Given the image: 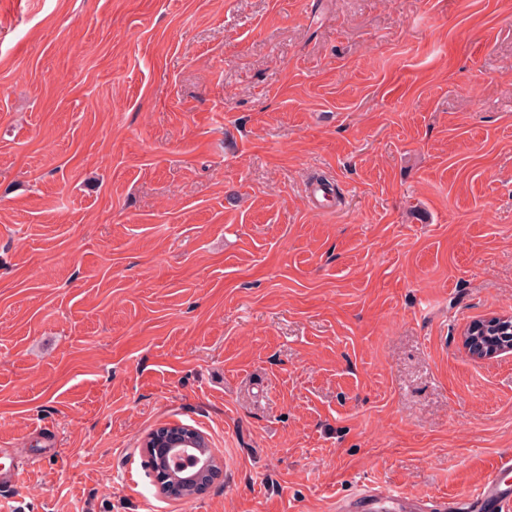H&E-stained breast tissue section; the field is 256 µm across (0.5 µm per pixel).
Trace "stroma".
I'll return each instance as SVG.
<instances>
[{"instance_id":"35a3bbf8","label":"stroma","mask_w":512,"mask_h":512,"mask_svg":"<svg viewBox=\"0 0 512 512\" xmlns=\"http://www.w3.org/2000/svg\"><path fill=\"white\" fill-rule=\"evenodd\" d=\"M510 314L512 0H0V448L57 438L7 512L468 493L512 351L462 337ZM181 427L189 428L186 426L172 425L159 428V431L148 434L142 441V451L148 458V461H152L156 453H160L164 460H168L176 455L188 451L190 448V441L183 433ZM199 433L201 436L204 435L189 428V432Z\"/></svg>"}]
</instances>
